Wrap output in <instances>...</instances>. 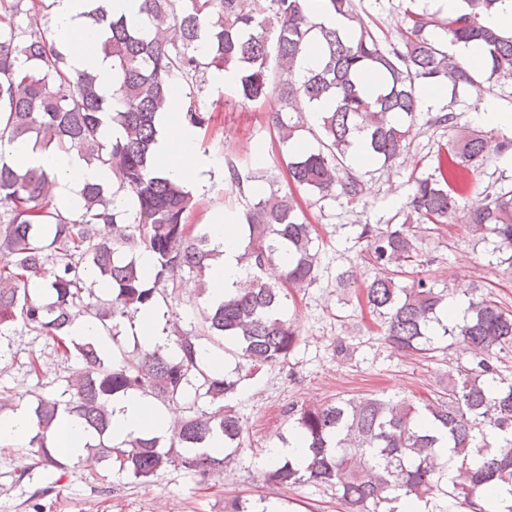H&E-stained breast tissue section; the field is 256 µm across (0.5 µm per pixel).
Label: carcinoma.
<instances>
[{"instance_id": "obj_1", "label": "carcinoma", "mask_w": 512, "mask_h": 512, "mask_svg": "<svg viewBox=\"0 0 512 512\" xmlns=\"http://www.w3.org/2000/svg\"><path fill=\"white\" fill-rule=\"evenodd\" d=\"M505 0H465L455 16L439 19L405 9L403 46L385 43L356 12L354 0H328L348 21L343 34L315 22L306 0H143L147 22L132 25L97 6L92 16L104 37L97 50L112 59V96L100 94L88 71L70 74L69 56L49 43L40 27L51 5L45 0L21 8L22 0H0V140H32L48 147L77 145L88 163L112 168L117 188L88 184L82 213L74 220L52 203L45 172L25 171L0 155V332L20 323L49 337L57 356L78 360L90 371L68 382L60 397L36 396V430L29 445L45 467L66 469L47 448L48 431L62 413L80 420L98 436L87 446L118 470L146 480L167 468L220 474L230 455L203 451L213 437L224 449L239 450L244 423L229 400L240 383L266 366L284 364L299 342L280 285L308 288L319 279L315 225L300 201L304 191L318 199L339 192L358 202L363 181L352 173L351 149L364 140L369 157L387 164L410 145L421 90L444 84L459 92L487 82L512 81V33L494 32L483 15ZM27 27L16 22L19 14ZM440 28L454 43L475 45L482 59L476 72L448 55V44L431 37ZM322 58L313 68L300 65L311 39ZM232 72L240 97L248 102L272 96V129L287 148L280 157L289 192L247 205L246 233L239 260L249 270L235 293L203 310L204 335L175 334V351H143L138 360L119 358L95 343L77 340L70 327L80 317L97 320L119 343L120 324L142 308L166 298V287L183 272L206 275L218 249L209 234L188 223L198 199L164 177L152 145L155 117L171 112L183 89L189 98L210 69ZM72 78L73 91L61 98L53 85ZM331 101V108L308 123L304 102ZM122 130L111 141L100 133L103 119ZM457 130L438 150L433 173L413 180L406 219L446 224L471 175L485 162L490 136L458 127L457 115L443 109L431 118ZM312 136L317 148L297 152L293 145ZM109 224L107 232L100 225ZM467 233L492 237L497 248L512 250V193L485 192L468 216ZM374 279L363 289L370 312L381 320L384 342L406 357L431 358L452 345L466 360L458 377L435 398L414 401L385 396L342 398L291 404L289 426L306 445L299 462L270 466L268 484H310L336 489L345 512H398L396 503H431L441 495L439 512H490L477 499L502 484L512 491V376L501 369V355L512 352V310L491 294L468 298L461 318L432 334L438 314L448 308V291L437 289L420 270L417 236L411 225H361ZM146 250L155 260L152 274L137 263ZM111 286L110 299L96 297L84 272ZM411 277L410 285L401 278ZM44 280L36 294L30 280ZM207 338L228 343L237 358L236 378L209 371L196 358ZM194 391V400L164 438L128 436L116 443L106 436L112 399L131 393L169 406ZM457 458L456 473L437 463L440 442Z\"/></svg>"}]
</instances>
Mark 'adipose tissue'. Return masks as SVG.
Listing matches in <instances>:
<instances>
[{
	"mask_svg": "<svg viewBox=\"0 0 512 512\" xmlns=\"http://www.w3.org/2000/svg\"><path fill=\"white\" fill-rule=\"evenodd\" d=\"M96 0H54L51 15V37L69 53L70 68L80 71L94 67L99 75L104 92L112 90V63L94 51L97 29L89 13ZM158 134L154 145L155 154L162 162L165 177L195 184L204 167L197 151V137L190 125L178 124L172 114H160L157 120ZM0 154L17 167L36 166L50 177L52 196L64 215L73 218L80 210V192L85 184H109L113 181L110 169L87 166L78 147L63 149L40 148L33 142L7 140L0 142ZM209 233L220 251L208 273L209 303L223 301L225 294L243 278L244 271L238 261L242 248L240 227L225 223L223 216H213ZM112 424L110 433L114 441H122L128 434L145 438L167 436L174 417L156 409L151 402L137 395H127L112 402ZM93 436L85 431L75 418L60 416L53 434L48 439L49 447L60 454L87 459V444Z\"/></svg>",
	"mask_w": 512,
	"mask_h": 512,
	"instance_id": "obj_1",
	"label": "adipose tissue"
}]
</instances>
